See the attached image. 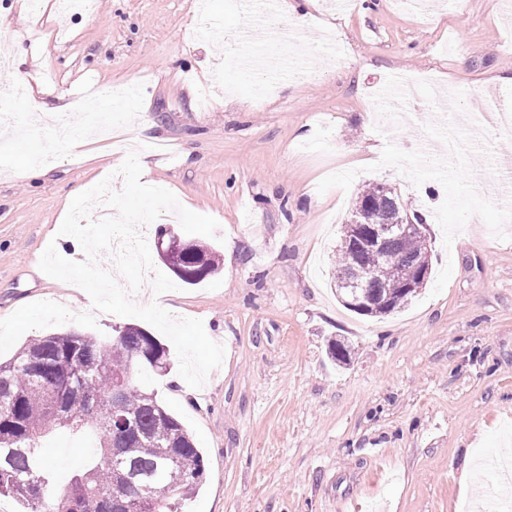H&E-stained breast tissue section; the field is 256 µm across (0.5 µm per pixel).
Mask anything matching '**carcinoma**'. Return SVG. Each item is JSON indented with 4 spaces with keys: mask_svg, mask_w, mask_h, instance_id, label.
I'll return each mask as SVG.
<instances>
[{
    "mask_svg": "<svg viewBox=\"0 0 512 512\" xmlns=\"http://www.w3.org/2000/svg\"><path fill=\"white\" fill-rule=\"evenodd\" d=\"M401 216L425 223L391 187L379 182L360 192L350 212L357 224H393ZM342 239L345 243L337 250L333 282L336 297L346 309L364 316H385L407 306L426 286V281L415 280L407 292H400L404 267L417 264L431 270V246L424 237L388 241L383 263L345 230ZM165 264L172 271L199 264L207 277L218 270L216 256L197 244L190 252L169 254ZM356 265L371 269L372 291L391 289L388 306L361 310L347 305L345 283ZM155 343L157 339L149 332L132 325L108 344L67 330L37 336L12 358L0 362V496L20 501L26 512H107L102 498L121 491L136 500L139 512H178L177 503L201 484L205 464L181 422L162 406L155 392L133 380L139 369L157 375L167 371L164 351L153 361L140 359V353ZM119 375L128 377V383L115 408L110 403L112 378ZM117 416L132 419L134 433L119 428L113 422ZM89 423L99 432L96 459L72 475L63 496H55L49 492L54 480L52 465L32 455L30 449L51 432L79 431ZM129 474L159 493L144 500L135 487L126 484L124 476Z\"/></svg>",
    "mask_w": 512,
    "mask_h": 512,
    "instance_id": "cac0c4a2",
    "label": "carcinoma"
}]
</instances>
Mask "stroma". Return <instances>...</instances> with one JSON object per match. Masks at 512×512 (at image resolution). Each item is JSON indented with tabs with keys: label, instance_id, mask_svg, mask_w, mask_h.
I'll return each mask as SVG.
<instances>
[{
	"label": "stroma",
	"instance_id": "1",
	"mask_svg": "<svg viewBox=\"0 0 512 512\" xmlns=\"http://www.w3.org/2000/svg\"><path fill=\"white\" fill-rule=\"evenodd\" d=\"M24 2L0 0V84L34 79L87 143L39 178L17 176L49 132L0 106L14 141L0 151V319L36 301L75 306L76 291L39 261L51 242L84 258L56 233L72 190L97 184L113 149L83 109L95 101L113 125L104 90L137 87L155 181L220 224L194 237L218 271L161 303L202 321L225 349L221 366L196 389L179 382L172 351L164 376H136L203 453L182 512H477L480 496L512 500V478L490 461L512 450V223L498 179L512 128L482 117L495 101L512 106V7L316 0L286 49L309 78L280 80L260 102L253 55L236 43L258 23L245 0H94L67 15L56 0L37 13ZM442 127L462 158L432 167L421 145ZM372 182L425 216L432 245L426 287L382 318L345 309L330 287L341 225ZM335 341L348 363L329 358ZM97 443L45 438L55 489ZM466 464L483 473V494L464 490Z\"/></svg>",
	"mask_w": 512,
	"mask_h": 512
}]
</instances>
